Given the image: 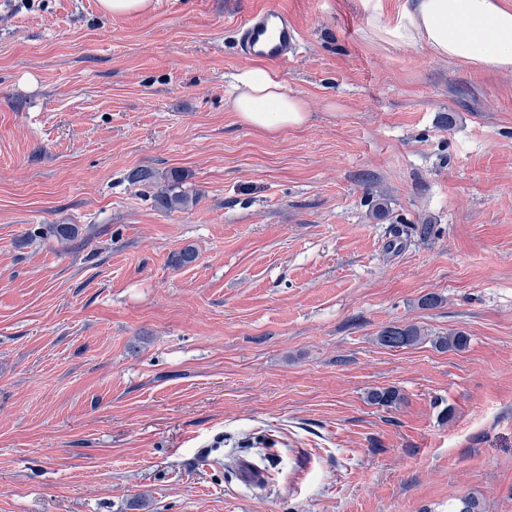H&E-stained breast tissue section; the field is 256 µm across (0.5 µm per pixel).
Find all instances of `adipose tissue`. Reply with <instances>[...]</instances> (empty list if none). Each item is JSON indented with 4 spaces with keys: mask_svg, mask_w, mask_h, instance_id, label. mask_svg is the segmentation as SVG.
<instances>
[{
    "mask_svg": "<svg viewBox=\"0 0 512 512\" xmlns=\"http://www.w3.org/2000/svg\"><path fill=\"white\" fill-rule=\"evenodd\" d=\"M382 29L400 42L425 43L435 55L478 70H512V7L502 0H413ZM236 80L240 93L233 108L243 123L274 133L307 121L304 101L289 94L274 67L257 62Z\"/></svg>",
    "mask_w": 512,
    "mask_h": 512,
    "instance_id": "adipose-tissue-1",
    "label": "adipose tissue"
}]
</instances>
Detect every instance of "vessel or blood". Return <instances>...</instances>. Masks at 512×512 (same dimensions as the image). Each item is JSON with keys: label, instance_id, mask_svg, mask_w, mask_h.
<instances>
[{"label": "vessel or blood", "instance_id": "b4317fda", "mask_svg": "<svg viewBox=\"0 0 512 512\" xmlns=\"http://www.w3.org/2000/svg\"><path fill=\"white\" fill-rule=\"evenodd\" d=\"M301 33L285 12L265 9L251 13L239 29L238 47L242 55L284 62L294 55Z\"/></svg>", "mask_w": 512, "mask_h": 512}]
</instances>
